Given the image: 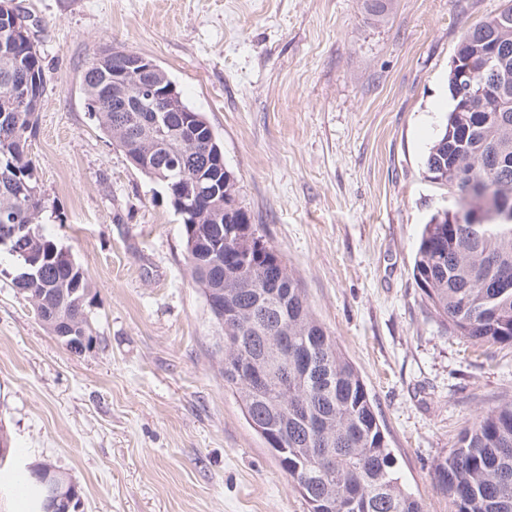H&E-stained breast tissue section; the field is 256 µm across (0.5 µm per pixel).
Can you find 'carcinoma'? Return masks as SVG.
Instances as JSON below:
<instances>
[{"label":"carcinoma","mask_w":512,"mask_h":512,"mask_svg":"<svg viewBox=\"0 0 512 512\" xmlns=\"http://www.w3.org/2000/svg\"><path fill=\"white\" fill-rule=\"evenodd\" d=\"M496 16L475 25L460 40L466 55L495 44L499 82L512 91V23L494 25ZM94 53L83 74L88 108L100 129L119 142L141 173L166 187L182 219L184 236L199 223L224 221V152L202 114L159 112L162 99L143 112H112L103 94L112 87V61L96 65ZM26 78L14 98L12 80ZM45 74L28 15L0 0V214L20 224H42L46 201L32 180L28 139L40 112ZM455 82L448 77L451 106L425 159L434 183L464 201L461 213L433 214L424 224L413 274L436 315L475 344H512V223L499 220L501 202L512 198V112L485 111V120L464 145L454 144L464 113L457 111ZM167 116L166 138L128 141L123 118L137 132ZM20 272L16 288L24 298L55 288L90 293L81 268L45 234L35 242L9 246ZM265 259L239 244L186 248V263L204 297L214 288L240 306L224 336V388L239 403L260 436L287 423L288 477L300 488L307 512H327L334 503L356 501V512H424L401 482L396 459L366 385L327 328L312 313L305 290L289 267L268 289L260 288ZM88 300L64 309L61 322L50 307L40 317L52 335L89 329ZM249 360L268 383L254 387L236 364ZM336 456L324 469L325 455ZM437 486L448 494L451 512H512V402L477 417L448 455L434 465Z\"/></svg>","instance_id":"obj_1"}]
</instances>
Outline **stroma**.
Masks as SVG:
<instances>
[{
    "instance_id": "1",
    "label": "stroma",
    "mask_w": 512,
    "mask_h": 512,
    "mask_svg": "<svg viewBox=\"0 0 512 512\" xmlns=\"http://www.w3.org/2000/svg\"><path fill=\"white\" fill-rule=\"evenodd\" d=\"M36 20L46 83L29 139L42 229L91 288L97 341L53 336L0 250V427L12 464H48L81 512H307L224 389L223 329L185 260L163 186L88 112L94 51L154 60L224 146L240 204L288 262L362 377L398 472L449 512L437 459L512 399V344L440 325L413 275L424 224L452 205L425 159L448 67L506 0H14Z\"/></svg>"
}]
</instances>
